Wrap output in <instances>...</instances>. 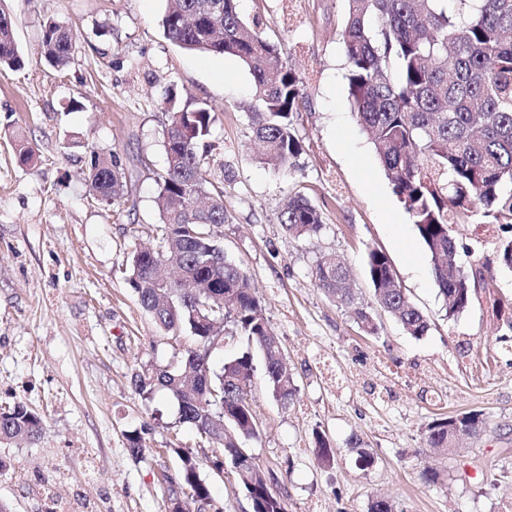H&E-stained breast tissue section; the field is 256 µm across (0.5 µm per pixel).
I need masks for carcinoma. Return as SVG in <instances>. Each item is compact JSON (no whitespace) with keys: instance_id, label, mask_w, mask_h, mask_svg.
<instances>
[{"instance_id":"carcinoma-1","label":"carcinoma","mask_w":512,"mask_h":512,"mask_svg":"<svg viewBox=\"0 0 512 512\" xmlns=\"http://www.w3.org/2000/svg\"><path fill=\"white\" fill-rule=\"evenodd\" d=\"M165 34L183 49L238 58L253 77L254 111L248 113L261 159L277 168L293 163L302 150L294 118L305 103L303 79L288 65L278 45L262 37L238 14L236 0H167ZM338 36L347 60L348 95L357 121L423 241L432 275L446 300V315L464 311L475 289L473 275L454 260L452 226L496 224L503 235L497 248L502 266L512 270V0H348ZM14 20L0 9V67L23 65L13 36ZM73 36L61 24L42 29V51L57 68L70 62ZM165 92L163 146L167 167L158 177L160 222L157 247L133 249L131 286L140 304L166 334L189 327L196 344L186 346L165 367L135 373V390L149 399L165 390L179 404L180 420L198 429L236 458V437L259 435L246 380L253 357L244 351L211 371L209 347L217 336H243L263 354L269 387L288 406L297 386L280 354V343L265 316L247 273L227 259L214 240L228 221L224 192H212L207 155L198 144L211 135L213 116L204 106L176 105ZM90 191L112 205L126 196L116 154L90 152ZM281 224L295 238L323 228L321 213L302 195L288 199ZM376 303L407 334L425 335L427 317L412 306L396 282L387 256L368 254ZM315 282L337 305L351 311L368 335L378 327L354 303L346 288L347 269L322 258ZM479 433V413L432 421L427 443L448 448L457 426ZM43 421L23 405L0 412V441L40 436ZM315 454L331 466L334 452L316 434ZM179 477L185 503H205L210 489L190 453H183ZM252 512H286L283 497L256 468L239 479Z\"/></svg>"}]
</instances>
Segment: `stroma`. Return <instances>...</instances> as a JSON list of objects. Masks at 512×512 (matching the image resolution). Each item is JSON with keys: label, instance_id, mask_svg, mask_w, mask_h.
<instances>
[{"label": "stroma", "instance_id": "stroma-1", "mask_svg": "<svg viewBox=\"0 0 512 512\" xmlns=\"http://www.w3.org/2000/svg\"><path fill=\"white\" fill-rule=\"evenodd\" d=\"M347 5L238 0L241 17L281 42L307 82L295 118L303 151L277 169L256 157L248 68L170 41L166 0H0L26 60L24 69H0V412L21 403L44 421L34 441L0 443L9 462L0 504L9 512H163L183 451L211 489L201 512H252L232 466L213 468L215 445L180 420L177 401L164 391L143 398L131 382L141 367L167 365L175 349L139 303L127 263L134 246L156 243L166 165L158 103L169 88L211 110L210 174L229 214L216 238L258 289L295 376L296 397L282 406L254 353L248 397L260 434L240 442L274 476L287 512H368L379 495L398 512H512V271L498 264L497 229L456 226L457 262L482 267L491 288L447 318L410 217L387 223V210L403 206L351 109L338 39ZM50 19L75 40L61 70L39 60ZM20 141L32 151L25 164ZM93 148L118 154L123 205L86 186ZM298 194L322 215L317 236L293 238L280 223ZM373 249L428 317L426 335H408L375 304ZM329 254L345 263L378 335H365L315 285L316 264ZM473 411L485 429L461 437L459 452L428 446L433 420ZM318 431L336 451L332 467L314 458ZM135 432L137 456L127 441ZM427 470L438 472L436 482H425Z\"/></svg>", "mask_w": 512, "mask_h": 512}]
</instances>
